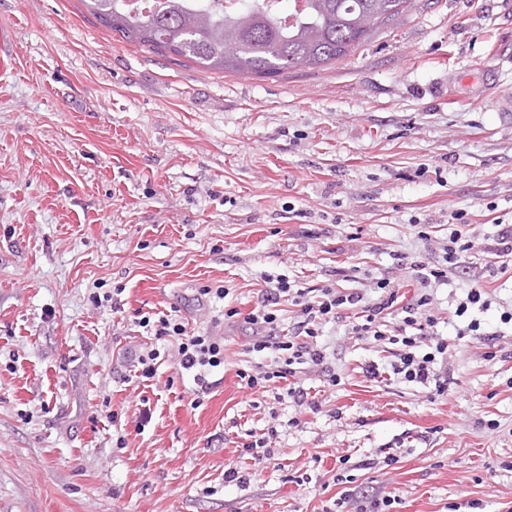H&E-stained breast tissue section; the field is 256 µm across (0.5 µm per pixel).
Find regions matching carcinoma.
<instances>
[{
  "label": "carcinoma",
  "instance_id": "1",
  "mask_svg": "<svg viewBox=\"0 0 512 512\" xmlns=\"http://www.w3.org/2000/svg\"><path fill=\"white\" fill-rule=\"evenodd\" d=\"M233 0L220 12L209 0H156L146 11L127 0H80L121 38L170 52L205 71L268 77L287 70L322 69L353 55L394 27L413 0Z\"/></svg>",
  "mask_w": 512,
  "mask_h": 512
}]
</instances>
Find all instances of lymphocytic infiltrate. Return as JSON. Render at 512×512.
<instances>
[{
    "instance_id": "obj_1",
    "label": "lymphocytic infiltrate",
    "mask_w": 512,
    "mask_h": 512,
    "mask_svg": "<svg viewBox=\"0 0 512 512\" xmlns=\"http://www.w3.org/2000/svg\"><path fill=\"white\" fill-rule=\"evenodd\" d=\"M472 248L464 211H452L448 216V241L442 249L441 261L408 263L410 281L415 288L409 298L401 294L398 283L385 276L373 278L365 289L327 285L314 292L294 287L282 274L265 276L266 289L244 320L252 329L249 351H271L275 357L263 371L240 370V381L244 387L267 392L300 370L325 368L327 347L320 342L323 329L345 317L349 320V335L377 341L387 338L396 346L389 365H368L367 376L419 384L430 388L435 396L447 394L448 375L441 372L438 365L447 361L451 346L435 332L439 318L429 289L433 284L446 283L461 256ZM285 302L300 307L303 314L294 336L286 339L278 334V308ZM391 316L397 317L398 323L394 335L388 337L383 327ZM142 324L151 327L156 339L177 342L179 368L192 374L200 391H207L208 375L224 365L223 338L210 332L188 331L181 316L176 314H165L154 321L146 318ZM278 436L279 430L274 424L269 425L266 432L251 436L244 448L252 462V472L228 468L224 473L226 481L246 486L253 471L264 469L273 459L272 442Z\"/></svg>"
}]
</instances>
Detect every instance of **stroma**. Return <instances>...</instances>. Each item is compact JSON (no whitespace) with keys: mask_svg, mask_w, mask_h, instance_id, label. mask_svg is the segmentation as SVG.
<instances>
[{"mask_svg":"<svg viewBox=\"0 0 512 512\" xmlns=\"http://www.w3.org/2000/svg\"><path fill=\"white\" fill-rule=\"evenodd\" d=\"M0 29V512H355L348 490L393 492L392 512H512V280L487 273L512 223V0H415L355 56L264 79L125 42L81 0H0ZM459 209L475 248L434 292L447 396L367 377L395 347L340 322V385L289 379L316 407L242 386L271 361L242 318L263 274L403 281L392 252L435 262ZM476 283L492 306L460 336ZM174 309L227 340L196 407L176 342L140 325ZM274 413L271 463L225 482ZM489 295L490 294L485 290V288H483L482 285L475 284L468 289L465 299L456 305L454 316L458 318L463 317L468 312L469 306L474 307L477 304H479V310L482 312L487 311L492 304Z\"/></svg>","mask_w":512,"mask_h":512,"instance_id":"35a3bbf8","label":"stroma"}]
</instances>
